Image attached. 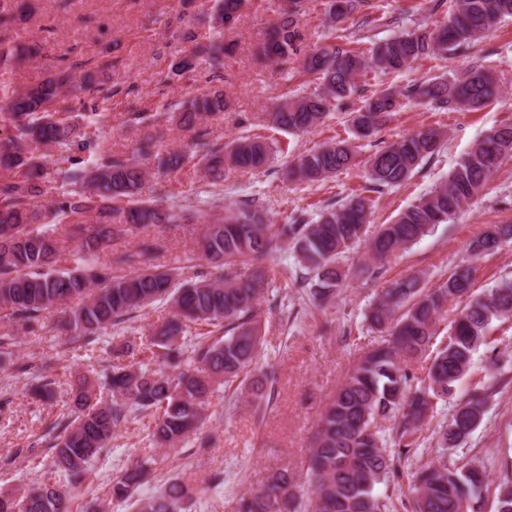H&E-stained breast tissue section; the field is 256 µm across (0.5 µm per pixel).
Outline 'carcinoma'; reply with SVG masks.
<instances>
[{
	"label": "carcinoma",
	"instance_id": "obj_1",
	"mask_svg": "<svg viewBox=\"0 0 512 512\" xmlns=\"http://www.w3.org/2000/svg\"><path fill=\"white\" fill-rule=\"evenodd\" d=\"M245 0H215L207 23L213 36L171 62L175 75L196 71L202 63L219 69L228 52L224 29L239 20ZM448 23L435 31L421 27L403 30L374 44L370 55L356 54L336 44L309 48L306 65L316 75L320 90L314 96H287L267 113L268 123L290 133H303L319 124L334 103L359 93L355 78L369 70L400 72L416 60L453 55L488 36L504 18L512 17V0H456ZM361 0H331L329 14L339 19L359 8ZM301 0L289 7L266 33L258 48L264 61L277 64L301 51L298 29ZM42 47L32 41L0 46V65L36 60ZM76 65L54 66L43 80L0 98V361L11 357V330L29 328L44 313L71 301L76 307L66 316V342L92 343L133 312L164 303L170 318L154 328L151 345L167 350L172 371L159 373L124 362L133 354L129 342L112 347V358L95 379L84 377L74 389L75 417L61 423L50 436L54 467L66 474L67 484L42 483L15 495L0 493V512H71V489L79 486L93 460L112 440L114 430L128 417L154 415L149 436L159 447L185 443L199 430L215 387L228 386L248 374L261 345L256 320L259 301L282 288L278 277L307 290L309 299L326 303L348 278L342 259L365 245L370 272L372 261H383L448 223L462 204L476 195L488 177L512 156V125L491 130L435 186L389 224L378 226L366 238L371 200L354 195L330 204L315 218L300 215L287 224H272L259 199L252 197L224 206L223 190H215L227 170H255L269 160L270 148L248 137L228 147L213 145L198 159L202 176L212 186L184 204L162 205L142 198L147 172L123 153L106 148L86 136L83 126L63 116L60 100L68 96L84 107L87 126H109L107 108L88 105L84 97L98 88L92 77L76 79ZM499 89L489 69L472 65L461 73L427 78L400 91L364 95L350 113L358 138L381 129L401 107L400 98L439 110H476ZM224 94H198L185 102L179 125L207 136L204 121L224 111ZM442 133L424 129L374 153L367 174L379 192L409 179L440 151ZM57 151L56 169L49 170L41 151ZM354 160L350 142H328L288 162V177L296 183L323 181L347 168ZM187 166V157L170 151L158 157V168L175 178ZM50 201L51 209L40 204ZM206 223L199 244V259L211 271L197 272L180 282L178 274L159 271L150 262L164 245L146 231L167 224ZM53 224L67 225L75 247L69 251L70 267L57 268L61 249ZM141 236L110 261L101 252L130 236ZM512 240V226L491 225L473 240L474 256L499 249ZM287 244L293 266L281 265L277 253ZM118 265L121 271L113 269ZM251 272L240 275L238 267ZM472 272L451 273L434 288L419 287L416 276L396 280L365 314L376 328L391 327V339L370 350L349 372L322 414L313 448L304 462L314 480L312 512H392L389 496L376 486L395 477L417 448L416 435L448 399L456 384L471 371L473 352L487 336L492 323L512 318V282H505L478 297H470ZM468 298L455 319L448 342L436 349L427 377L419 378L412 365L433 345L441 311L449 302ZM214 327L222 336L211 338ZM272 382L259 372L248 394L262 402ZM111 392L99 400L95 385ZM496 378L482 391L460 399L448 424L437 432V455L407 475L411 512H480L485 468L470 461H448V450L464 444L481 425L488 399L496 391ZM33 399L53 398L52 382L36 377L28 388ZM398 415L394 447L377 426V420ZM145 463L134 460L112 484V497L131 501L135 512H184L188 491L177 481L159 495L135 496L148 482ZM297 475L280 468L266 483L243 494L237 512H301L302 495ZM495 512H512V476L499 484Z\"/></svg>",
	"mask_w": 512,
	"mask_h": 512
}]
</instances>
